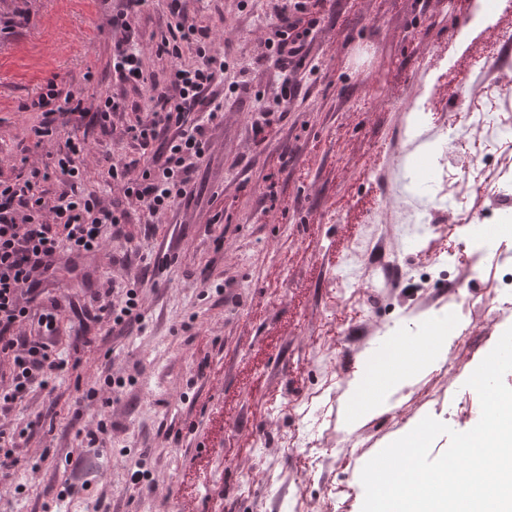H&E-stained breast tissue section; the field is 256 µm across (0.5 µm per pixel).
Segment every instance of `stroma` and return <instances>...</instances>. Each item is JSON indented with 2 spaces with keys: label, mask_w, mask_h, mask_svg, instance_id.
Listing matches in <instances>:
<instances>
[{
  "label": "stroma",
  "mask_w": 512,
  "mask_h": 512,
  "mask_svg": "<svg viewBox=\"0 0 512 512\" xmlns=\"http://www.w3.org/2000/svg\"><path fill=\"white\" fill-rule=\"evenodd\" d=\"M276 2L192 0L226 61L219 87L224 117L211 129L196 197L162 216L155 238L112 241L49 286L61 304H84L94 291L139 276L137 263H113V254L162 244L171 253L165 271L149 274L140 292L142 328L121 335L99 324L86 331L94 339L86 346L78 320L63 321L58 349L80 365L61 373L52 392L33 393L11 412L12 427L25 435L19 466L0 484V512H94L99 498L111 512H272L271 470L279 471L281 490L305 489L308 507L329 483L346 490L330 512H361V471L385 446L427 416L458 432L473 428L457 402L435 398L450 388L467 393L468 377L512 327V311L475 321L449 317L450 343L438 361L419 364L363 402L343 390L335 419L319 425L267 407L262 391L299 395L314 387L320 362L313 336L333 320L341 292L368 287L343 274L345 263H359L353 246L367 230L384 239L401 284L367 300L351 323L357 342L344 332L337 336L333 351L344 358L345 372L366 369L382 355L408 361L400 343L419 341L420 328L447 309L443 289L410 286L441 227L431 225L417 241L398 231L402 199L386 185L403 182L413 195L433 190L412 178V153L398 138L420 85L433 87L429 126L455 145L467 144L459 121L468 109L465 96L476 78L491 73L486 48L512 32V8L497 10L471 32L466 61L440 75L436 68L469 0H336L335 14L311 44L319 70L304 76L305 94L288 101L280 95L283 76L269 41ZM110 11L103 0H0V175L10 176L23 159H44L27 136L39 115L23 106L48 81L83 87L88 99L111 88ZM240 80L248 86L241 102L232 92ZM265 112L287 119L258 145L251 124ZM285 147L294 157L276 190L288 206L272 209L261 202V177ZM219 212L223 223H213ZM219 284L225 293H216ZM188 321L217 338L210 359L223 370L219 379L197 376V356L182 329ZM448 362L457 373L445 370ZM107 374L125 378V385L87 397ZM378 417L384 423L371 447L356 457L345 454L349 436ZM102 419L110 425L106 447L82 454L77 430ZM214 419L224 420L223 430L211 427ZM171 426L180 429L179 441L166 439ZM286 435L325 466L295 471L279 452ZM236 440L248 441L251 455L228 452L227 442ZM199 461L207 469L186 479ZM138 465L149 476L136 485L131 473ZM78 468L90 489L58 500L61 484Z\"/></svg>",
  "instance_id": "35a3bbf8"
}]
</instances>
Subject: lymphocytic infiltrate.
<instances>
[{
  "instance_id": "obj_1",
  "label": "lymphocytic infiltrate",
  "mask_w": 512,
  "mask_h": 512,
  "mask_svg": "<svg viewBox=\"0 0 512 512\" xmlns=\"http://www.w3.org/2000/svg\"><path fill=\"white\" fill-rule=\"evenodd\" d=\"M167 2L168 32L152 37L147 51L136 42L130 20L148 0H120L113 9L108 25L116 90L89 102L82 89L52 82L27 106L41 115L29 130L40 144L56 141L61 118H85L105 130L114 117L132 112L122 135L139 157L103 165L106 182L118 192L108 204L80 188L88 175L83 157L89 141L74 132L51 152V169L24 167L11 178H0V361L9 364L8 385L0 388L1 417L32 393L48 389L66 367L56 348L65 314L85 325L106 322L122 331L140 318L139 290L133 284L95 292L82 306L45 299L61 260L76 261L109 240L133 241L128 225L134 217L148 236H155L159 217L195 197V174L206 156L211 127L224 110V96L217 90L224 80V55L211 28L188 9L186 0ZM334 7V0H288L279 11L275 64L290 77L282 89L285 97L300 94L295 76L310 67L313 33ZM188 50L193 53L189 59L184 56ZM144 90L150 96L143 108L130 97ZM55 171L62 181L52 191L47 184ZM135 206L140 209L136 215L131 212ZM27 322L36 325V335H20Z\"/></svg>"
}]
</instances>
